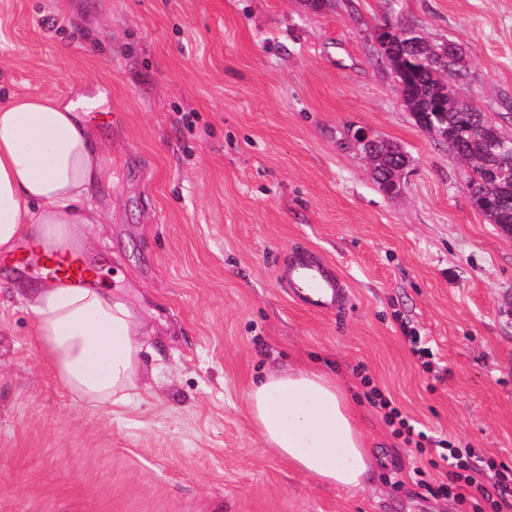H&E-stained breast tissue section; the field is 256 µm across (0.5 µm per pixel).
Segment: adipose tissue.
<instances>
[{"instance_id": "adipose-tissue-1", "label": "adipose tissue", "mask_w": 512, "mask_h": 512, "mask_svg": "<svg viewBox=\"0 0 512 512\" xmlns=\"http://www.w3.org/2000/svg\"><path fill=\"white\" fill-rule=\"evenodd\" d=\"M103 89L70 99L0 101V255H69L93 247L100 221L91 192L107 183L104 146L87 115ZM19 288L37 316L35 347L77 400L128 406L143 376L144 323L116 292L65 279ZM264 447L293 468L346 492L364 490L373 457L344 389L296 366L267 372L247 393Z\"/></svg>"}]
</instances>
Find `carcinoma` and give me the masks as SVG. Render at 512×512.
Returning <instances> with one entry per match:
<instances>
[{
    "label": "carcinoma",
    "mask_w": 512,
    "mask_h": 512,
    "mask_svg": "<svg viewBox=\"0 0 512 512\" xmlns=\"http://www.w3.org/2000/svg\"><path fill=\"white\" fill-rule=\"evenodd\" d=\"M380 46L415 123L442 133L439 141L448 144L468 165L467 187L477 196L474 204L492 223L512 233V167L505 170L503 185L486 183V169L501 164L493 145L480 133L487 119L475 106L469 112L458 111L462 98L454 82L463 77L462 53L451 52L444 44H428L418 52L406 39L382 42ZM374 159L375 181L388 194L387 174L397 166L407 165L408 158L399 147L384 143Z\"/></svg>",
    "instance_id": "carcinoma-1"
}]
</instances>
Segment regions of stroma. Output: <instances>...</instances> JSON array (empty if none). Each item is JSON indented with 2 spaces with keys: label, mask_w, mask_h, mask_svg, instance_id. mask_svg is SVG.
<instances>
[{
  "label": "stroma",
  "mask_w": 512,
  "mask_h": 512,
  "mask_svg": "<svg viewBox=\"0 0 512 512\" xmlns=\"http://www.w3.org/2000/svg\"><path fill=\"white\" fill-rule=\"evenodd\" d=\"M404 26L462 45L460 92L512 136V0H0L1 101L107 89L98 132L121 177L92 193L89 257L146 326L135 401L73 400L0 266V512H472L437 494L362 372L433 439L512 468V235L403 104L374 33ZM359 130L408 155L399 193ZM297 245L341 271L345 315L281 287ZM296 364L346 386L373 451L364 491L255 434L251 382Z\"/></svg>",
  "instance_id": "obj_1"
}]
</instances>
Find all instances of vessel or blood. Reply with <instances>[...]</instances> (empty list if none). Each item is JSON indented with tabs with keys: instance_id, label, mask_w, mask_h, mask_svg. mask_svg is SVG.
I'll return each instance as SVG.
<instances>
[{
	"instance_id": "b4317fda",
	"label": "vessel or blood",
	"mask_w": 512,
	"mask_h": 512,
	"mask_svg": "<svg viewBox=\"0 0 512 512\" xmlns=\"http://www.w3.org/2000/svg\"><path fill=\"white\" fill-rule=\"evenodd\" d=\"M277 278L290 288L294 300L315 312H340L351 303L344 279L328 262L317 259L307 248L295 249L277 268Z\"/></svg>"
}]
</instances>
